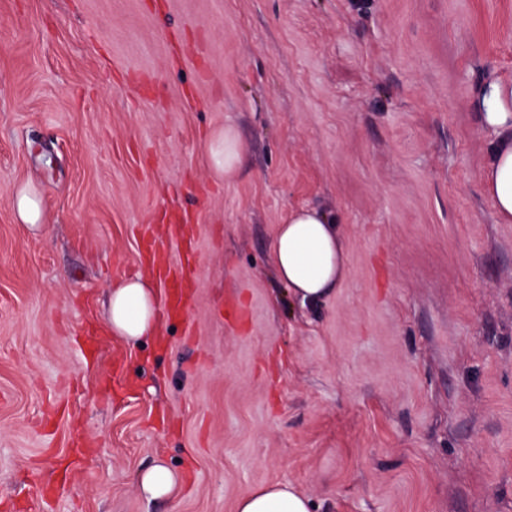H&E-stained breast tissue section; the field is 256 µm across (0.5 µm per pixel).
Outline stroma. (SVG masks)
Returning a JSON list of instances; mask_svg holds the SVG:
<instances>
[{
    "label": "stroma",
    "instance_id": "35a3bbf8",
    "mask_svg": "<svg viewBox=\"0 0 512 512\" xmlns=\"http://www.w3.org/2000/svg\"><path fill=\"white\" fill-rule=\"evenodd\" d=\"M498 76L512 0H0V512H236L279 480L313 512H512ZM303 207L346 251L314 308L272 261ZM167 208L194 217V308L131 346L109 291ZM159 461L175 500L139 491ZM482 122L496 137L485 166L483 185L496 220L512 223V80L495 79L478 90ZM243 149L234 127L224 126L222 130L212 131L207 142L210 167L217 175L223 176L224 181L231 180L236 174ZM13 209L19 224H29L31 226L43 224L40 197L31 184H25L15 193Z\"/></svg>",
    "mask_w": 512,
    "mask_h": 512
}]
</instances>
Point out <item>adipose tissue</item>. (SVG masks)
Here are the masks:
<instances>
[{"label": "adipose tissue", "mask_w": 512, "mask_h": 512, "mask_svg": "<svg viewBox=\"0 0 512 512\" xmlns=\"http://www.w3.org/2000/svg\"><path fill=\"white\" fill-rule=\"evenodd\" d=\"M482 122L496 137L485 166L483 185L492 201L498 223H512V80L495 79L478 90ZM209 165L224 179H232L243 145L234 127L212 131L208 137ZM278 279L301 305H315L335 292L347 277L343 241L324 211H293L278 225L272 248ZM108 329L126 343L156 336L161 324V295L153 282L137 276L123 280L110 291ZM141 494L150 501L177 497L182 479L157 463L139 476ZM308 496L293 482L266 484L243 496L237 512H311Z\"/></svg>", "instance_id": "adipose-tissue-1"}]
</instances>
